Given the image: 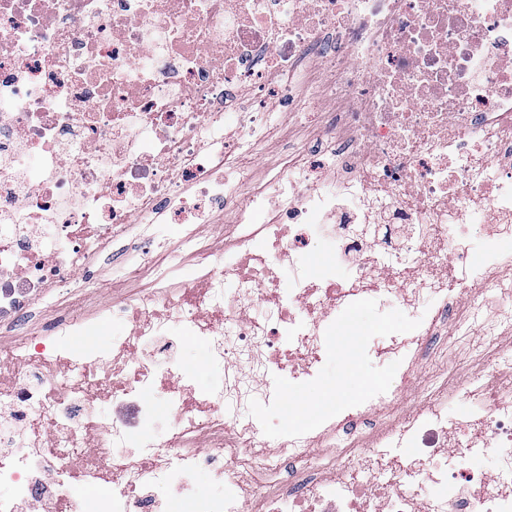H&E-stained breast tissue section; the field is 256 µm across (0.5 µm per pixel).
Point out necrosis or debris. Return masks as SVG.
<instances>
[{
    "mask_svg": "<svg viewBox=\"0 0 512 512\" xmlns=\"http://www.w3.org/2000/svg\"><path fill=\"white\" fill-rule=\"evenodd\" d=\"M269 105L307 134L255 185L238 160ZM218 212L233 229L216 253L195 227ZM468 223L512 247V0H0V512H165L154 488L198 469L227 492L189 512H236L241 490L246 512H512V386L496 370L438 395L490 410L456 423L458 443L405 411L448 326L482 320L490 357L512 332V255L475 260ZM168 224L184 228L176 280L157 262ZM328 226L336 254L312 268ZM133 237L135 292L72 293L36 328L49 292ZM370 290L410 311L380 350L395 389L260 447L224 404L264 376L313 375L336 310ZM120 319L121 341L76 348ZM187 340L220 366L210 388L177 356ZM395 436L415 449L401 462L383 452ZM445 449L497 468L432 469ZM282 455L287 478L251 468Z\"/></svg>",
    "mask_w": 512,
    "mask_h": 512,
    "instance_id": "obj_1",
    "label": "necrosis or debris"
}]
</instances>
